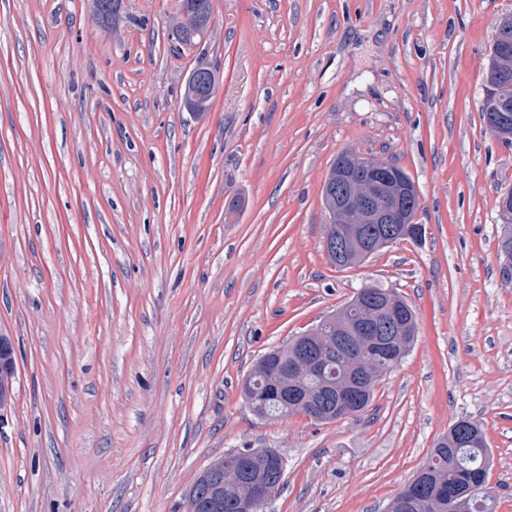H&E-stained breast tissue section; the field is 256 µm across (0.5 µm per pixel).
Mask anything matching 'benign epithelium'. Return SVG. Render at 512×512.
I'll return each instance as SVG.
<instances>
[{"instance_id":"1","label":"benign epithelium","mask_w":512,"mask_h":512,"mask_svg":"<svg viewBox=\"0 0 512 512\" xmlns=\"http://www.w3.org/2000/svg\"><path fill=\"white\" fill-rule=\"evenodd\" d=\"M512 28V18L500 21L497 35L490 49L489 73L496 79L487 81L484 100L499 103L501 111L486 115L487 125L495 133L512 123L507 112V98L504 94L512 88L508 84L512 77V49L509 48L507 32ZM389 165L386 163L368 164L366 172L357 168H345L336 173V189L326 202L332 223L336 224L335 234L325 241L324 249L328 258L336 263L348 259L351 252L365 259L376 251L398 241H418L423 236L424 227L417 222L419 199L411 189L388 178ZM499 216L502 220V234L506 240L512 239V193L500 198ZM374 224L377 233L367 236L365 225ZM371 317L348 320L347 335L352 339L370 337V342L387 349L398 348L404 343L405 333L399 326L398 310L393 303L371 301ZM321 333V325L308 330L293 339L286 348L290 356L288 365L279 373L282 390L291 397L302 391L303 381L321 368L328 360L331 350L336 348V340L328 343H315ZM15 364H3L0 360V422L8 414L14 391ZM367 377L363 374L351 375L339 387L343 400V416L351 415L366 389ZM302 396V395H300ZM322 399V393L302 396L301 403L313 409ZM255 451H241L224 457V485L235 489L238 499V512H261L264 505L275 495L276 486L270 481L246 478L244 462L251 459Z\"/></svg>"}]
</instances>
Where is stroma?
Here are the masks:
<instances>
[{"instance_id":"1","label":"stroma","mask_w":512,"mask_h":512,"mask_svg":"<svg viewBox=\"0 0 512 512\" xmlns=\"http://www.w3.org/2000/svg\"><path fill=\"white\" fill-rule=\"evenodd\" d=\"M175 0H0V512H186L214 460L272 448L263 512H386L458 420L512 512V147L481 112L512 0H211L178 53ZM218 71L209 112L181 103ZM352 152L409 173L421 242L339 268L322 188ZM236 215L226 216L231 201ZM417 338L361 413L261 418L241 384L363 287ZM121 0H93L94 12L98 24L103 28H109L117 19ZM1 336H0V422L3 421L4 416L8 414L10 409L11 397L13 398L14 391V363H7L3 367L1 359Z\"/></svg>"}]
</instances>
